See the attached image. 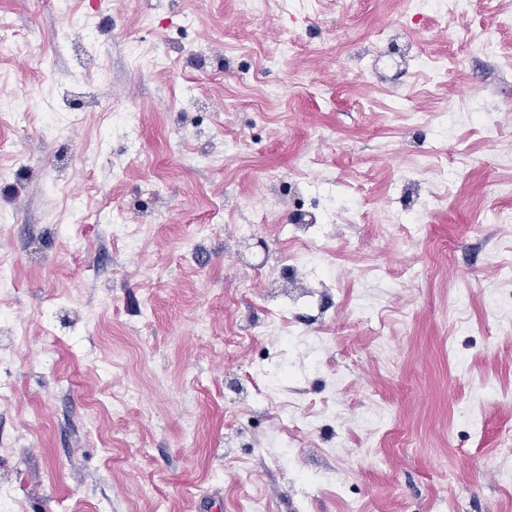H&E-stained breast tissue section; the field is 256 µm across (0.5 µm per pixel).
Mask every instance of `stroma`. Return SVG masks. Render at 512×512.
I'll return each instance as SVG.
<instances>
[{
	"instance_id": "35a3bbf8",
	"label": "stroma",
	"mask_w": 512,
	"mask_h": 512,
	"mask_svg": "<svg viewBox=\"0 0 512 512\" xmlns=\"http://www.w3.org/2000/svg\"><path fill=\"white\" fill-rule=\"evenodd\" d=\"M0 20L24 35L0 53V293L19 330L0 326V483L23 512H512V459L496 455L512 427V326L486 290L512 256L492 211L512 168L487 165L512 147V0H473L470 12L411 21L403 0H320L305 20L282 0L264 13L243 0H0ZM407 25L416 50L447 64L436 87L397 73L364 74L381 30ZM496 31L494 51L475 35ZM298 46L278 56L282 30ZM436 155L420 167L402 147L407 117ZM116 112L138 133L130 144ZM492 117L503 135L483 130ZM198 152L223 156L195 166ZM463 163L446 200L441 155ZM420 170L423 231L408 249L385 232L400 178ZM321 180L342 196L365 191L355 220L337 214L329 238L290 242L294 209L275 203L288 178ZM163 190L144 194L147 181ZM223 206L220 231L183 256L189 225ZM142 224L139 247L112 215ZM250 262L236 227L257 223ZM325 248L336 286L324 326L297 308L306 341L240 339L268 320L253 277L270 253ZM404 285L392 288L390 277ZM365 295L371 322L351 301ZM51 311L44 323L42 311ZM265 359L268 401L238 408L244 373ZM330 397L336 417L283 445L280 406ZM388 405L393 430L369 452L362 424Z\"/></svg>"
}]
</instances>
